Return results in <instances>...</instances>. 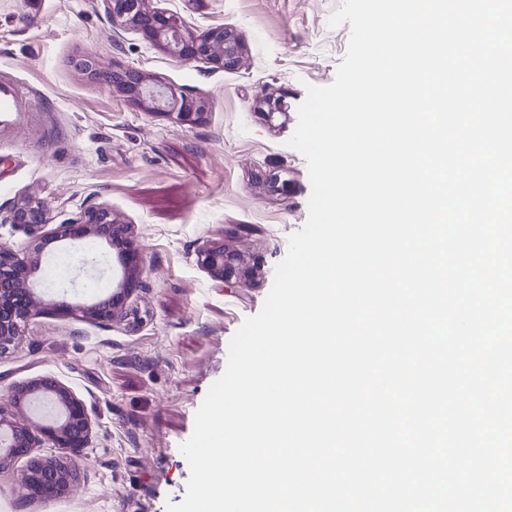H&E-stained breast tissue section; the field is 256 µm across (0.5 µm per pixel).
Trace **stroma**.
Masks as SVG:
<instances>
[{"instance_id": "stroma-1", "label": "stroma", "mask_w": 512, "mask_h": 512, "mask_svg": "<svg viewBox=\"0 0 512 512\" xmlns=\"http://www.w3.org/2000/svg\"><path fill=\"white\" fill-rule=\"evenodd\" d=\"M201 33L221 25L241 39L237 69L182 62L133 31L113 35L101 0H0V73L29 93L16 124L0 127V208L43 201L53 223L105 204L129 224L142 285L122 318L83 320L73 306L112 293L117 259L106 245L45 252L33 276L46 309L0 356V409L14 383L50 376L69 386L94 420L88 447L32 449L0 471V512H167L182 502L190 469L180 445L224 373L229 343L260 312L288 238L307 221L311 183L288 147L307 85L330 84L350 26L330 27L341 0H151ZM137 69L207 99L203 121L143 111L92 81L73 61ZM274 101V114L258 109ZM241 252L244 282H222L198 264L205 245ZM70 310L57 309V302ZM65 458L75 477L56 498L29 497L31 459Z\"/></svg>"}]
</instances>
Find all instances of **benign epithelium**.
Returning <instances> with one entry per match:
<instances>
[{
  "label": "benign epithelium",
  "instance_id": "1",
  "mask_svg": "<svg viewBox=\"0 0 512 512\" xmlns=\"http://www.w3.org/2000/svg\"><path fill=\"white\" fill-rule=\"evenodd\" d=\"M101 2L113 29L136 31L182 62L202 60L212 70L222 71L236 67L240 61L243 49L240 39L222 25L196 35L174 16L150 8L148 0ZM76 65L146 112L197 124L209 110L207 100L190 97L140 70L118 67L103 71L91 57L78 59ZM6 221L23 229L32 242L31 256L26 260L0 243V355L19 335L22 325L41 312L42 300L33 288L32 277L41 255L56 243L67 241L75 246L96 238L113 249L120 264L119 281L108 297L75 307L62 302L56 307L73 309L81 318L96 322H110L122 314L130 291L140 284L141 258L129 226L117 220L112 209L90 205L47 232L45 226L50 224L47 211L38 200L25 198L13 205ZM198 263L210 276L226 282L250 274L241 256L222 246L202 248ZM11 396L17 409L26 410L35 401L46 413L43 420L30 417L20 422L0 410V470L45 443L55 448L88 446L93 428L91 414L84 401L62 382L52 378L21 381L13 385ZM72 478V464L68 460H34L24 478V488L32 497L49 499L62 494Z\"/></svg>",
  "mask_w": 512,
  "mask_h": 512
}]
</instances>
